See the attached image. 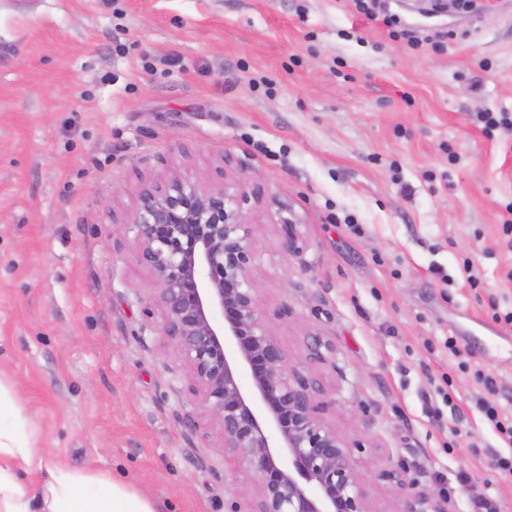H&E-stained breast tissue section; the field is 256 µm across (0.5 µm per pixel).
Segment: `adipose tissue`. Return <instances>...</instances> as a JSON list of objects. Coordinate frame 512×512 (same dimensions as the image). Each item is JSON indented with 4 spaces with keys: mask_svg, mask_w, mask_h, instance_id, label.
Listing matches in <instances>:
<instances>
[{
    "mask_svg": "<svg viewBox=\"0 0 512 512\" xmlns=\"http://www.w3.org/2000/svg\"><path fill=\"white\" fill-rule=\"evenodd\" d=\"M20 412L0 418V512H157L155 504L116 476L79 475L46 463ZM41 471V486L28 478Z\"/></svg>",
    "mask_w": 512,
    "mask_h": 512,
    "instance_id": "1",
    "label": "adipose tissue"
}]
</instances>
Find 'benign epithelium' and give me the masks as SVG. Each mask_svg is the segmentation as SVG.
Listing matches in <instances>:
<instances>
[{
  "label": "benign epithelium",
  "instance_id": "7a95c632",
  "mask_svg": "<svg viewBox=\"0 0 512 512\" xmlns=\"http://www.w3.org/2000/svg\"><path fill=\"white\" fill-rule=\"evenodd\" d=\"M260 196L255 184L207 187L178 175L141 190L126 228L151 277L147 315L160 312L157 331L174 345L183 392L219 429L224 477L252 481L233 512H376L353 448L316 412L322 387L290 364L265 319L242 209ZM280 225L288 257L297 249L294 220ZM377 477L401 489L399 512H447V500L418 488L404 465Z\"/></svg>",
  "mask_w": 512,
  "mask_h": 512
}]
</instances>
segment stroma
Returning <instances> with one entry per match:
<instances>
[{"instance_id": "obj_1", "label": "stroma", "mask_w": 512, "mask_h": 512, "mask_svg": "<svg viewBox=\"0 0 512 512\" xmlns=\"http://www.w3.org/2000/svg\"><path fill=\"white\" fill-rule=\"evenodd\" d=\"M401 15L451 36L412 48L353 0H0V382L49 461L158 512L237 497L125 230L142 184L177 172L262 187L243 208L266 321L362 444L377 512L400 461L448 512H470L469 482L512 512L488 467L512 445L477 404L512 418V322L493 317L512 310V131L478 120L512 113V0Z\"/></svg>"}]
</instances>
